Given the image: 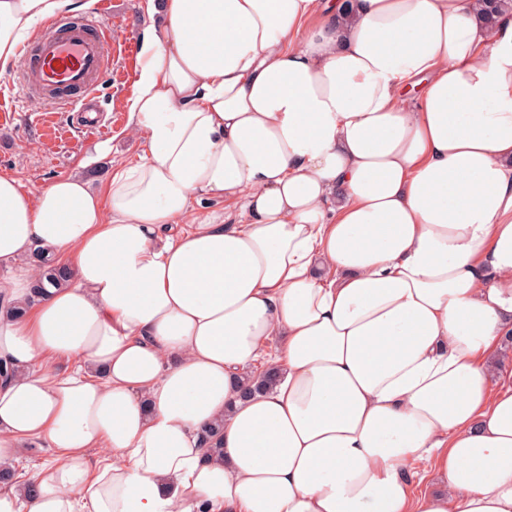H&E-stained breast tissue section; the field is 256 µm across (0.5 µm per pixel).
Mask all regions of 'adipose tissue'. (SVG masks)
Wrapping results in <instances>:
<instances>
[{
	"label": "adipose tissue",
	"instance_id": "1",
	"mask_svg": "<svg viewBox=\"0 0 512 512\" xmlns=\"http://www.w3.org/2000/svg\"><path fill=\"white\" fill-rule=\"evenodd\" d=\"M74 3L0 0V74ZM146 12L138 160L98 187L0 176V468L53 451L0 512H512V374H490L512 334V10ZM40 250L71 279L30 306ZM250 366L277 378L244 399ZM411 462L444 486L415 493Z\"/></svg>",
	"mask_w": 512,
	"mask_h": 512
}]
</instances>
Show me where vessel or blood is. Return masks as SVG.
Returning <instances> with one entry per match:
<instances>
[{"label": "vessel or blood", "mask_w": 512, "mask_h": 512, "mask_svg": "<svg viewBox=\"0 0 512 512\" xmlns=\"http://www.w3.org/2000/svg\"><path fill=\"white\" fill-rule=\"evenodd\" d=\"M111 0H98L96 17L60 15L22 50L20 79L28 93L82 110L110 78Z\"/></svg>", "instance_id": "b4317fda"}]
</instances>
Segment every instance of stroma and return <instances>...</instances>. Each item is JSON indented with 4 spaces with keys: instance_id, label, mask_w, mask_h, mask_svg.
Instances as JSON below:
<instances>
[{
    "instance_id": "35a3bbf8",
    "label": "stroma",
    "mask_w": 512,
    "mask_h": 512,
    "mask_svg": "<svg viewBox=\"0 0 512 512\" xmlns=\"http://www.w3.org/2000/svg\"><path fill=\"white\" fill-rule=\"evenodd\" d=\"M111 21L112 79L102 89L96 127L84 126L80 113L61 109L53 101L30 99L20 85L19 67L0 74V110L16 115L12 125L0 127V174L14 176L25 190L38 191L77 172L97 186L110 172L112 159L132 162L142 153L143 142L127 131V104L138 76V55L124 52L121 45L138 43L149 25L144 0H118ZM99 145L110 147L109 157L86 164V157Z\"/></svg>"
}]
</instances>
